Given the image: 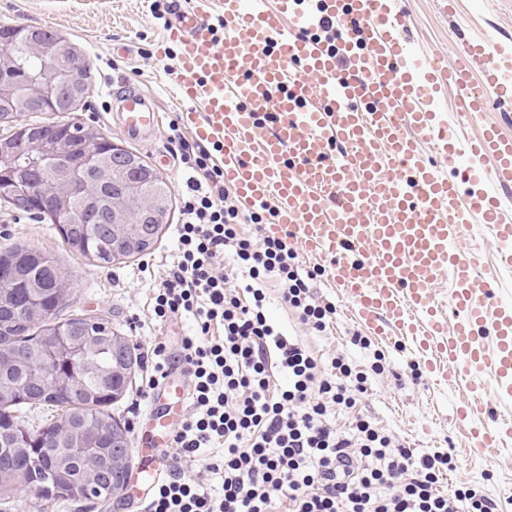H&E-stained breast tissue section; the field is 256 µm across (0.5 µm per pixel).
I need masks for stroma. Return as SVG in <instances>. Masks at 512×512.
<instances>
[{"mask_svg":"<svg viewBox=\"0 0 512 512\" xmlns=\"http://www.w3.org/2000/svg\"><path fill=\"white\" fill-rule=\"evenodd\" d=\"M152 0H0V21L53 30L67 37L85 57L93 71V86L73 111L43 115V122H80L101 136L136 153L166 181L179 190L181 178L169 144V130L160 127L150 140L134 143L122 135L118 120L109 108L110 91L124 81L153 94L176 118L182 105L169 77L172 56H161L158 47L166 22L151 10ZM407 13L406 38L418 56H431L455 65L463 44L487 38L512 48V0H455L454 10L443 13L440 0H398ZM180 203L172 201L165 224L144 266L141 257L123 258L102 268L70 253L55 224L0 202V249L15 242L54 254L69 276L74 290L72 311L109 320L114 329L127 331L128 319L139 314L142 329L133 337L136 350L153 340H165L171 354H178L180 340L194 331L191 318L175 316L154 322L150 314V292L165 275V262L176 245ZM303 267L317 269L316 296L336 304V314L326 330L310 333L292 318L276 292H269L270 319L288 336L306 343L323 360L344 355L362 369H369L374 354L384 355L387 373L371 374L368 390L361 395L359 411L384 428L406 447L421 452L440 451L452 455L456 469L439 483L448 493L469 483L494 499L499 512H512V443L478 451L471 445L473 421L462 420L457 409L468 396V385L449 388L434 385L424 374H412L415 355L410 338L380 337L361 324L350 312L340 288L324 261L302 258ZM369 339L370 349L351 344L353 334ZM144 369H137L126 395L112 405L113 417L128 425L131 433L143 430L149 402L140 401Z\"/></svg>","mask_w":512,"mask_h":512,"instance_id":"1","label":"stroma"}]
</instances>
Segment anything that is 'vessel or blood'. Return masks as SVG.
Returning <instances> with one entry per match:
<instances>
[{"label":"vessel or blood","instance_id":"obj_1","mask_svg":"<svg viewBox=\"0 0 512 512\" xmlns=\"http://www.w3.org/2000/svg\"><path fill=\"white\" fill-rule=\"evenodd\" d=\"M322 22L345 28L335 48L315 38ZM404 28L394 0H321L317 16L294 0L272 9L264 0H198L168 23L166 42L181 123L218 145L224 184L246 210L274 204L265 236L330 260L355 318L375 335L410 337L440 380L465 376L473 389L461 416L478 418L479 378L492 377L499 404H512V303L477 273L480 244L466 252L455 244L467 225L484 224L500 266L512 267V216L495 194L512 188V138L489 124L481 137L459 139L435 94L465 84L476 66L497 99L511 102L512 53L476 40L450 70L417 59ZM116 103L129 140L160 128L152 96L132 88ZM430 148L449 173L428 160ZM450 271L458 286L443 302L437 288ZM153 403L137 474L148 486L175 427L161 395ZM471 438L476 448L500 447L512 440V418L474 427Z\"/></svg>","mask_w":512,"mask_h":512}]
</instances>
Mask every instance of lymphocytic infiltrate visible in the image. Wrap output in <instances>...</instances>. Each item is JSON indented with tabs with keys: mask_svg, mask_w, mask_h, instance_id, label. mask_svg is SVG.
<instances>
[{
	"mask_svg": "<svg viewBox=\"0 0 512 512\" xmlns=\"http://www.w3.org/2000/svg\"><path fill=\"white\" fill-rule=\"evenodd\" d=\"M182 175L177 244L161 288L150 299L163 323L185 315L195 324L178 359L164 341L145 354L146 386L173 367L190 382V413L172 433L166 471L144 512H497L483 492L462 486L445 494L448 454L416 452L355 414L369 373L344 357L323 363L266 315V283L299 324L325 331L336 306L316 301L314 271L301 270L287 239L247 235L260 212L230 199L210 149L169 125ZM229 269H222L224 258ZM288 377L277 385L275 373ZM351 411L344 424L340 412ZM205 461V478L187 471Z\"/></svg>",
	"mask_w": 512,
	"mask_h": 512,
	"instance_id": "1",
	"label": "lymphocytic infiltrate"
}]
</instances>
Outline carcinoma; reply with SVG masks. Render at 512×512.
I'll list each match as a JSON object with an SVG mask.
<instances>
[{"label": "carcinoma", "mask_w": 512, "mask_h": 512, "mask_svg": "<svg viewBox=\"0 0 512 512\" xmlns=\"http://www.w3.org/2000/svg\"><path fill=\"white\" fill-rule=\"evenodd\" d=\"M46 35L47 51L40 57L29 52L33 34ZM55 32L33 26L0 25V38L11 40L12 67L0 71V82L14 91L0 97V124L15 129L14 115L37 135L58 128L37 119L42 112H70L81 103L92 84L85 61L72 81L50 98L34 95L27 75L41 73L54 80L62 56L53 44ZM4 185L11 194L7 203L22 211L44 216L56 205L45 190L50 175L39 173L24 161ZM142 191L157 194L170 211V188L159 176L143 179ZM112 232L110 224H73L69 229L71 251L104 267L112 253L97 252L101 237ZM0 269L11 277V288L0 294V499L16 492L36 500H77L93 505L89 484L105 479L109 489L119 488L130 464L127 428L112 418L109 408L128 390L125 353L129 340L101 320L112 341H91L77 325L81 316L60 313L70 306L71 289L59 288L65 273L55 257L21 242L0 251Z\"/></svg>", "instance_id": "1"}]
</instances>
